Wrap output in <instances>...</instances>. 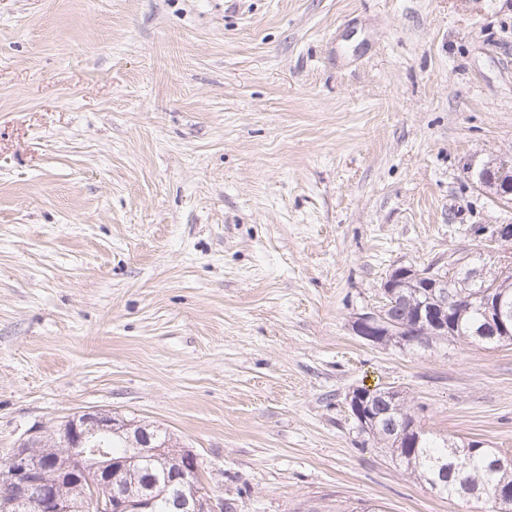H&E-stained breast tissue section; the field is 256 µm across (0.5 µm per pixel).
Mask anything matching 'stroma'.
<instances>
[{"instance_id": "1", "label": "stroma", "mask_w": 512, "mask_h": 512, "mask_svg": "<svg viewBox=\"0 0 512 512\" xmlns=\"http://www.w3.org/2000/svg\"><path fill=\"white\" fill-rule=\"evenodd\" d=\"M512 0H0V459L87 408L237 512H484L347 396L512 457V345L374 346L392 269L512 262Z\"/></svg>"}]
</instances>
